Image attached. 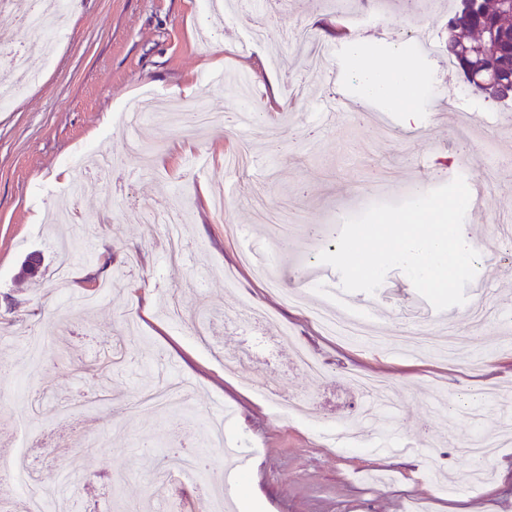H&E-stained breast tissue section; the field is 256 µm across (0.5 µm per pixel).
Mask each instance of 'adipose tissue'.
Here are the masks:
<instances>
[{
  "mask_svg": "<svg viewBox=\"0 0 512 512\" xmlns=\"http://www.w3.org/2000/svg\"><path fill=\"white\" fill-rule=\"evenodd\" d=\"M354 76L365 100L379 99L398 111H413L419 71L401 51H392L370 67L355 68Z\"/></svg>",
  "mask_w": 512,
  "mask_h": 512,
  "instance_id": "ef3b65f1",
  "label": "adipose tissue"
}]
</instances>
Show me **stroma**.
Here are the masks:
<instances>
[{"instance_id": "1", "label": "stroma", "mask_w": 512, "mask_h": 512, "mask_svg": "<svg viewBox=\"0 0 512 512\" xmlns=\"http://www.w3.org/2000/svg\"><path fill=\"white\" fill-rule=\"evenodd\" d=\"M454 0H255L232 20L208 19L203 0H74L53 63L31 55L40 82L0 106V460L23 446L38 456L37 485L65 493L69 512H113L116 500L148 512H208V495L234 487L229 512H428L456 505L475 512H512V444L499 448L480 483L469 480L459 446L475 431H512L500 404L512 401V102L472 93L448 68L445 23ZM361 16L365 63L398 46L417 64L420 105L414 112L350 113L333 131L320 130L321 99L360 95L348 37L328 35L337 14ZM226 41L219 66L207 65L199 29ZM268 38L250 41L253 29ZM307 28L326 54L318 76L301 74L271 42ZM433 50H417L421 35ZM308 84L307 98L289 101L287 83ZM193 105L225 115L223 127L186 131L147 122L131 127L122 109L135 96ZM460 112L444 122L449 100ZM256 104L262 121L240 131L237 111ZM254 163L236 172L224 157L240 140ZM112 157V175L84 195L82 223L49 222L62 191L89 153ZM485 182L481 208L466 213L463 235L476 243L474 302L489 314L472 325L465 306L438 311L398 269L372 294L352 293V312L375 315L377 345L366 348L324 334L300 307L284 306L280 288L301 289L321 252L317 229L338 238L343 221L376 202L431 190L450 174ZM224 194L223 212L212 199ZM177 208L184 251L167 255L156 218ZM262 245V270L241 266L242 249ZM43 256L40 283L22 278L31 252ZM279 278L267 287L263 276ZM88 305L74 311L73 286L83 280ZM267 314L241 327L226 315L243 302ZM181 303V318L167 310ZM202 317H194L196 304ZM44 340L38 362L18 347L19 329ZM431 336L435 346L458 339L455 359L434 349L395 354L400 333ZM245 366L227 363L229 350ZM306 353L321 378L298 365ZM387 380L398 409L386 443L425 444L433 469L406 454L349 445L336 425L359 419L365 398L353 372ZM167 379L186 388L190 403L160 414L140 403L148 384ZM278 393H265L266 383ZM68 406L64 419L31 408L36 393ZM308 394L311 414L285 415L278 394ZM224 424L223 440L207 447L202 485L174 475L163 491L149 477L168 449H194L202 427Z\"/></svg>"}]
</instances>
